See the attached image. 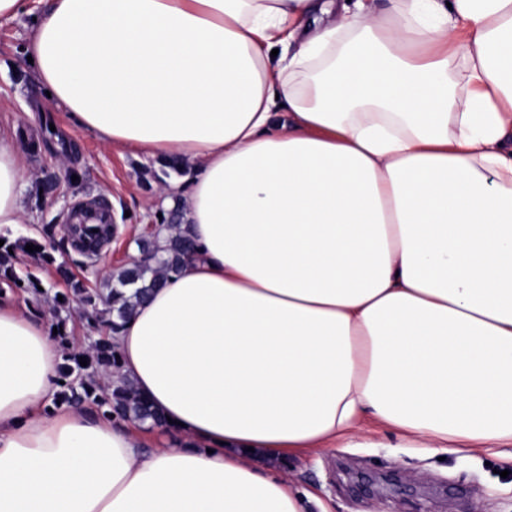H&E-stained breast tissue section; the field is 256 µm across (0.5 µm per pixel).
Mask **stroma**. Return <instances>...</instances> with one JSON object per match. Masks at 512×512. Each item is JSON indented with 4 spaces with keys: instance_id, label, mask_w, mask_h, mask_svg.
I'll list each match as a JSON object with an SVG mask.
<instances>
[{
    "instance_id": "35a3bbf8",
    "label": "stroma",
    "mask_w": 512,
    "mask_h": 512,
    "mask_svg": "<svg viewBox=\"0 0 512 512\" xmlns=\"http://www.w3.org/2000/svg\"><path fill=\"white\" fill-rule=\"evenodd\" d=\"M33 24L26 13L0 19V128L27 146L23 203L35 213L34 223L14 225L12 232L54 243L56 259L98 288L109 272L137 258L134 240L144 225L158 222L166 205H180L181 198L155 197L167 174L157 160L66 130L62 110L30 75L25 47ZM69 170L78 181L66 180ZM78 207L102 208L112 218V240L99 255L80 253L63 233ZM389 470L399 473L401 484L372 495L357 483L361 475ZM286 473L326 512H512V460L499 448L442 459L412 448H332L289 459Z\"/></svg>"
}]
</instances>
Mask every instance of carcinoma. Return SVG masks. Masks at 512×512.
<instances>
[{
	"label": "carcinoma",
	"mask_w": 512,
	"mask_h": 512,
	"mask_svg": "<svg viewBox=\"0 0 512 512\" xmlns=\"http://www.w3.org/2000/svg\"><path fill=\"white\" fill-rule=\"evenodd\" d=\"M182 211H168L166 245L157 244L156 237H140L136 246L145 260L130 263L119 269L105 285V288L91 289L84 281L76 278L64 262L56 263V258L45 247H40L38 254L42 261L56 265V273L65 282V290L58 292L42 286V282L33 274L26 279L18 276L14 259L15 251L23 250L28 245H38L30 239H11V230L0 233V285L10 288H21L32 292L38 300L50 304L55 313L68 311L78 304L88 309V319L98 335L92 337L87 347L71 345L68 348L59 379L63 381L60 390L54 395L52 403L60 406H81L84 404L95 407L103 416L116 420H130L138 423L151 422V426L163 425V418L153 409L134 388L131 382L120 380L119 383L106 385L101 379L115 375L120 370L118 352L112 344V338L103 335L105 328L115 329L112 317L124 319L135 310L155 289L164 285L170 275L176 274L186 260L195 251L192 238L182 230ZM22 284H17V281ZM63 300H58V297ZM86 359L87 365L80 364Z\"/></svg>",
	"instance_id": "carcinoma-1"
}]
</instances>
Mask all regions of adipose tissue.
I'll return each mask as SVG.
<instances>
[{
    "label": "adipose tissue",
    "instance_id": "adipose-tissue-1",
    "mask_svg": "<svg viewBox=\"0 0 512 512\" xmlns=\"http://www.w3.org/2000/svg\"><path fill=\"white\" fill-rule=\"evenodd\" d=\"M39 5L71 128L190 169L196 248L111 336L165 417L50 408L62 350L0 293V512H309L289 457L362 423L512 447V0ZM0 130V226L27 224Z\"/></svg>",
    "mask_w": 512,
    "mask_h": 512
}]
</instances>
